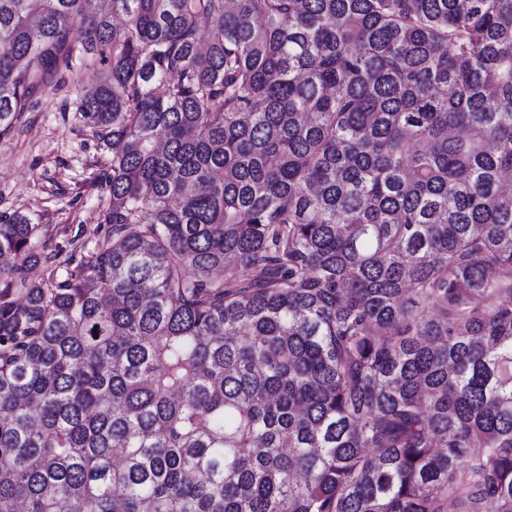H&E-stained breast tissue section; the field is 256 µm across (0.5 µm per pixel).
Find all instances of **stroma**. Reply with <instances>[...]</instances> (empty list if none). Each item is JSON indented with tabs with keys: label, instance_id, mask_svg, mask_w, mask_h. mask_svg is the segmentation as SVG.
<instances>
[{
	"label": "stroma",
	"instance_id": "stroma-1",
	"mask_svg": "<svg viewBox=\"0 0 512 512\" xmlns=\"http://www.w3.org/2000/svg\"><path fill=\"white\" fill-rule=\"evenodd\" d=\"M98 74L89 68L80 83L36 90L32 109L0 137V215L48 226L53 245L67 253L106 230V156L69 107L80 85L95 83Z\"/></svg>",
	"mask_w": 512,
	"mask_h": 512
}]
</instances>
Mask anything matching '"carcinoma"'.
Returning a JSON list of instances; mask_svg holds the SVG:
<instances>
[{
	"mask_svg": "<svg viewBox=\"0 0 512 512\" xmlns=\"http://www.w3.org/2000/svg\"><path fill=\"white\" fill-rule=\"evenodd\" d=\"M110 2L0 0L110 153L0 218V512H512V0Z\"/></svg>",
	"mask_w": 512,
	"mask_h": 512,
	"instance_id": "obj_1",
	"label": "carcinoma"
}]
</instances>
